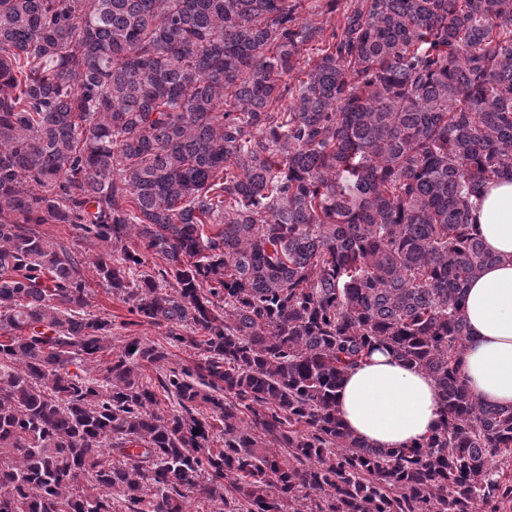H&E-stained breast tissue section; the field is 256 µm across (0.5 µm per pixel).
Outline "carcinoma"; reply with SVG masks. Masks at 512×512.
<instances>
[{"instance_id": "obj_1", "label": "carcinoma", "mask_w": 512, "mask_h": 512, "mask_svg": "<svg viewBox=\"0 0 512 512\" xmlns=\"http://www.w3.org/2000/svg\"><path fill=\"white\" fill-rule=\"evenodd\" d=\"M500 180L512 0H0V512H512L461 374ZM378 348L437 387L421 451L339 416ZM88 303L87 311L97 315L103 314L102 311L112 314V321H114L118 327L121 322L131 318L126 305L107 295L102 288L98 287L96 278L93 276L89 277Z\"/></svg>"}]
</instances>
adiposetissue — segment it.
Wrapping results in <instances>:
<instances>
[{"label": "adipose tissue", "instance_id": "adipose-tissue-1", "mask_svg": "<svg viewBox=\"0 0 512 512\" xmlns=\"http://www.w3.org/2000/svg\"><path fill=\"white\" fill-rule=\"evenodd\" d=\"M473 218L496 261L466 293L464 379L478 401L512 406V182L488 184ZM338 409L350 431L375 448L420 446L440 419L433 380L387 349L373 351L349 370L338 392Z\"/></svg>", "mask_w": 512, "mask_h": 512}]
</instances>
